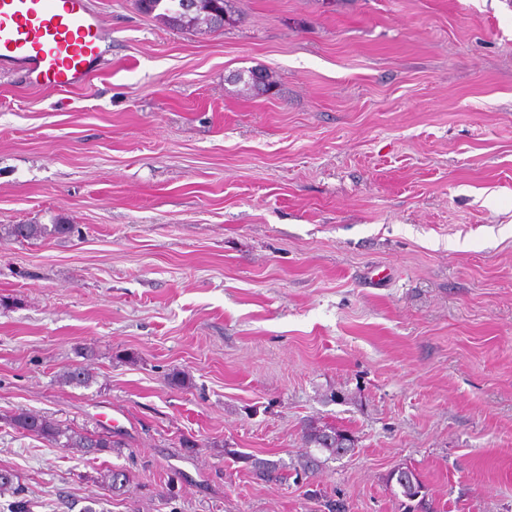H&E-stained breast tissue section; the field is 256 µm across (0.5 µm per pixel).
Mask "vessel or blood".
Here are the masks:
<instances>
[{"instance_id":"obj_1","label":"vessel or blood","mask_w":512,"mask_h":512,"mask_svg":"<svg viewBox=\"0 0 512 512\" xmlns=\"http://www.w3.org/2000/svg\"><path fill=\"white\" fill-rule=\"evenodd\" d=\"M103 40L85 0H0V65H23L44 85H86Z\"/></svg>"}]
</instances>
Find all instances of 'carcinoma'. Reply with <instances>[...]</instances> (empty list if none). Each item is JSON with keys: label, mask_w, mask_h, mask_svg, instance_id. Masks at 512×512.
I'll return each mask as SVG.
<instances>
[{"label": "carcinoma", "mask_w": 512, "mask_h": 512, "mask_svg": "<svg viewBox=\"0 0 512 512\" xmlns=\"http://www.w3.org/2000/svg\"><path fill=\"white\" fill-rule=\"evenodd\" d=\"M137 8L153 16L168 27L187 32H202L203 29L221 27L234 21L235 0H197L191 11L181 9V0H136ZM69 224H12L4 228L7 236L16 240H37L49 235H63L71 231ZM66 383L84 386L90 380L89 372L76 366L63 374ZM9 424L19 433L30 435L64 448H81L86 454H98L112 447V437L96 435L88 431L74 430L58 421L32 412L18 411L10 416ZM305 442L331 456H342L353 450L355 442L345 430L333 426H310L304 435ZM254 475L262 480H278L279 465L263 458H250ZM100 483L111 493L123 490L126 476L121 471L109 469L101 474ZM10 491L19 496L12 512H30L29 500L21 496L20 486L15 484V475L0 471V492Z\"/></svg>", "instance_id": "carcinoma-1"}]
</instances>
